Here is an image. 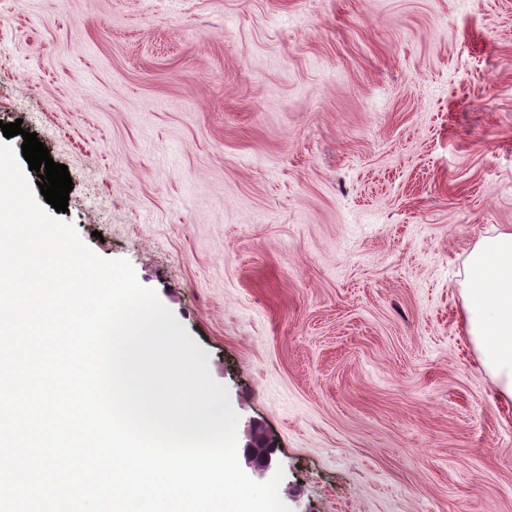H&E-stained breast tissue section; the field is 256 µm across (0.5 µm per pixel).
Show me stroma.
<instances>
[{
	"label": "stroma",
	"mask_w": 512,
	"mask_h": 512,
	"mask_svg": "<svg viewBox=\"0 0 512 512\" xmlns=\"http://www.w3.org/2000/svg\"><path fill=\"white\" fill-rule=\"evenodd\" d=\"M0 121L207 353L289 512H512L461 295L512 228V0H0Z\"/></svg>",
	"instance_id": "obj_1"
}]
</instances>
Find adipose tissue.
Instances as JSON below:
<instances>
[{
    "label": "adipose tissue",
    "mask_w": 512,
    "mask_h": 512,
    "mask_svg": "<svg viewBox=\"0 0 512 512\" xmlns=\"http://www.w3.org/2000/svg\"><path fill=\"white\" fill-rule=\"evenodd\" d=\"M467 333L498 396L512 401V229L480 240L462 290Z\"/></svg>",
    "instance_id": "adipose-tissue-1"
}]
</instances>
